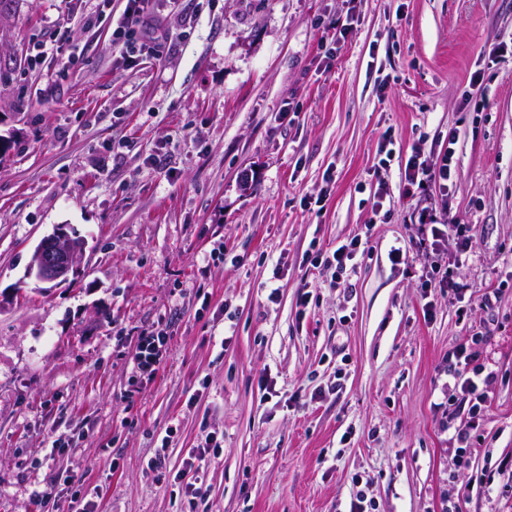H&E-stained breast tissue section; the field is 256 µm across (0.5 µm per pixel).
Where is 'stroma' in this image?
<instances>
[{
    "label": "stroma",
    "mask_w": 512,
    "mask_h": 512,
    "mask_svg": "<svg viewBox=\"0 0 512 512\" xmlns=\"http://www.w3.org/2000/svg\"><path fill=\"white\" fill-rule=\"evenodd\" d=\"M123 9L0 0V512H47L62 473L97 512H349L360 489L375 512H512V0H159L158 49L129 61ZM451 128L448 192L405 194L412 148L447 149ZM439 196L471 226L461 277L502 288L492 310L423 285L412 240ZM58 224L88 241L79 271L35 282ZM358 234L354 273L303 260ZM158 325L166 356L136 382V338ZM477 333L497 377L462 466L448 355ZM209 434L223 446L191 501L175 478ZM352 16L348 14L345 17V20L330 22L327 26V31H332L330 36V41L328 43V38H325V42H322L321 47H325V53L329 56H333L334 53L339 49L341 44L345 43L349 33L351 32L352 26Z\"/></svg>",
    "instance_id": "obj_1"
}]
</instances>
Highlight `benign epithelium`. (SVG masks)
<instances>
[{"label": "benign epithelium", "instance_id": "1", "mask_svg": "<svg viewBox=\"0 0 512 512\" xmlns=\"http://www.w3.org/2000/svg\"><path fill=\"white\" fill-rule=\"evenodd\" d=\"M87 240L73 235L64 224L55 225L35 247L27 276L38 282H63L77 272Z\"/></svg>", "mask_w": 512, "mask_h": 512}]
</instances>
